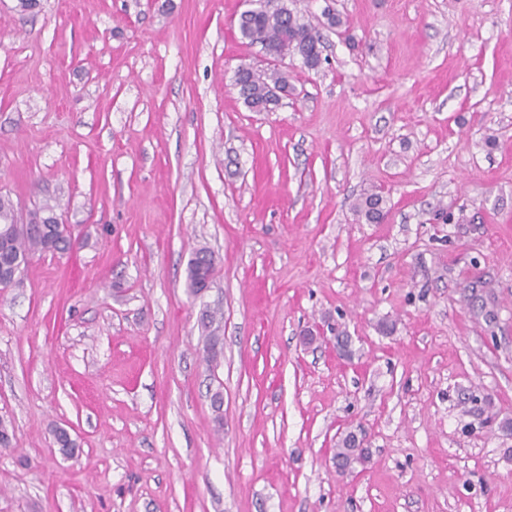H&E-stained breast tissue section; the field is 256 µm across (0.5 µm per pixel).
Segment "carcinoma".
<instances>
[{
    "label": "carcinoma",
    "mask_w": 512,
    "mask_h": 512,
    "mask_svg": "<svg viewBox=\"0 0 512 512\" xmlns=\"http://www.w3.org/2000/svg\"><path fill=\"white\" fill-rule=\"evenodd\" d=\"M241 37L252 44H258L277 62L292 56L300 59L304 68L316 70L322 64V37L310 24L304 22L288 7L276 4L243 11L238 22ZM234 83L240 98L246 107L254 112L275 108L281 98L288 94L290 83L288 73L277 64L266 68H250L244 72H235ZM384 198L379 194H370L361 198L354 206L356 215L369 224L384 219ZM28 217L39 221L37 230H14L0 232V275L12 274V262L30 260L38 253L67 252L73 247L69 237L59 231V221L54 206L45 203L30 211ZM17 218L16 207L7 196L0 195V227L14 223ZM207 266L208 275H214L215 264L212 252L202 247L195 250L187 267L188 287L191 294L197 296L202 291L198 280L199 263ZM216 315L206 312L201 330L206 335L207 351L211 352L208 361L217 360V346L221 337L217 336ZM335 457L349 470L354 465L365 464L369 456L361 448H356L349 440L337 444Z\"/></svg>",
    "instance_id": "1"
}]
</instances>
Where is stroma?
Returning a JSON list of instances; mask_svg holds the SVG:
<instances>
[{
	"label": "stroma",
	"mask_w": 512,
	"mask_h": 512,
	"mask_svg": "<svg viewBox=\"0 0 512 512\" xmlns=\"http://www.w3.org/2000/svg\"><path fill=\"white\" fill-rule=\"evenodd\" d=\"M285 2L254 112L244 0H0V195L76 240L0 288V512H512V0ZM277 4L243 11L238 22L241 37L258 44L276 62L298 57L304 68L317 70L322 64V37L288 7ZM280 64L255 69L243 64L235 72L234 83L246 107L254 112H272L284 95H288L290 83L288 73L280 69ZM251 67V68H250ZM250 68V69H249ZM384 198L379 194H370L361 198L354 206L356 215L366 223L376 224L384 219ZM201 262L205 263L207 266L206 271L209 275L210 283H209V281H202L200 283V281L198 280L197 270H198L199 263H201ZM214 271H215V264H214V257H213L212 252L206 247L196 249L193 252L191 259L189 260L188 267H187V280H188V287H189L188 289H189L190 293L197 296L203 289L200 286L204 285V291L207 288H209V286L212 282V279H213ZM199 283H200V286H199ZM351 438L357 448L352 445L351 441L343 439L337 444L335 453L336 460L341 461L342 466L347 470L351 469L355 464L364 465L369 459V456L360 446V442L354 437Z\"/></svg>",
	"instance_id": "stroma-1"
}]
</instances>
